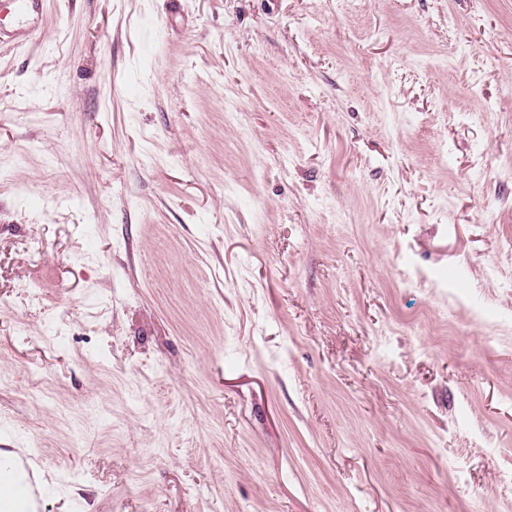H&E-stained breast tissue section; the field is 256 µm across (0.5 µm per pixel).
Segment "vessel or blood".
I'll return each mask as SVG.
<instances>
[{"mask_svg":"<svg viewBox=\"0 0 512 512\" xmlns=\"http://www.w3.org/2000/svg\"><path fill=\"white\" fill-rule=\"evenodd\" d=\"M45 0H11L22 21L19 35L29 36L40 29ZM33 455L14 458L11 468L0 471V512H41L45 491L38 481Z\"/></svg>","mask_w":512,"mask_h":512,"instance_id":"obj_1","label":"vessel or blood"}]
</instances>
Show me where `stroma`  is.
Returning a JSON list of instances; mask_svg holds the SVG:
<instances>
[{
  "label": "stroma",
  "instance_id": "35a3bbf8",
  "mask_svg": "<svg viewBox=\"0 0 512 512\" xmlns=\"http://www.w3.org/2000/svg\"><path fill=\"white\" fill-rule=\"evenodd\" d=\"M0 448L42 512H512V0H46Z\"/></svg>",
  "mask_w": 512,
  "mask_h": 512
}]
</instances>
